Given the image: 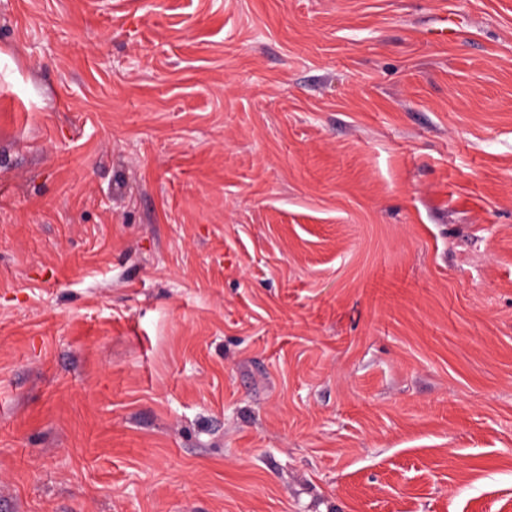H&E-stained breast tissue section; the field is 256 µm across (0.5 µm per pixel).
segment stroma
I'll use <instances>...</instances> for the list:
<instances>
[{
    "label": "stroma",
    "instance_id": "1",
    "mask_svg": "<svg viewBox=\"0 0 512 512\" xmlns=\"http://www.w3.org/2000/svg\"><path fill=\"white\" fill-rule=\"evenodd\" d=\"M0 512H512V0H0Z\"/></svg>",
    "mask_w": 512,
    "mask_h": 512
}]
</instances>
